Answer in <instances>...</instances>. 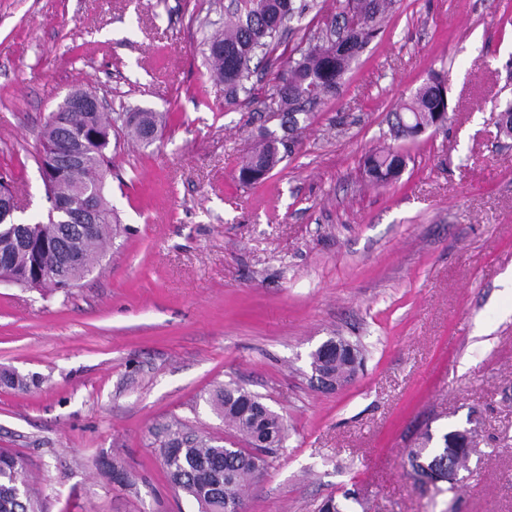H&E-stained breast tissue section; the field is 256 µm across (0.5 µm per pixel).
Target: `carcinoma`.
Wrapping results in <instances>:
<instances>
[{
  "label": "carcinoma",
  "mask_w": 512,
  "mask_h": 512,
  "mask_svg": "<svg viewBox=\"0 0 512 512\" xmlns=\"http://www.w3.org/2000/svg\"><path fill=\"white\" fill-rule=\"evenodd\" d=\"M395 0H341L340 11L332 26L307 39L306 45L293 50L284 61L286 69L276 85L279 111L289 114L291 130L298 128V115L305 105L336 91L352 61L377 36L381 21ZM308 4L294 0H237L224 20V31L206 41V64L212 74L224 81L227 95L236 98L252 95L249 85L254 68L266 62L279 43L287 24L302 20ZM445 79L429 74L401 112L394 114L391 135L411 138L413 131L432 125L435 112L444 102L440 87ZM58 117L84 133L87 158L64 177L55 181L53 193L78 196L91 191L99 196V223L90 232L82 224H59L49 218L27 224L0 226V260L10 263L11 271L25 288H75L99 264L104 246L112 240L116 216L104 193V174L112 165L108 144L90 138V133L112 129L115 143L132 139L147 145V136L158 133L164 115L137 113V122L119 126L104 112H70L58 106ZM279 141L266 139L247 155L238 169V181L254 185L263 180L283 159ZM407 156L398 150L380 149L368 154L363 171L374 185H385L400 178ZM61 266L67 277L36 275V271ZM250 408L243 403L242 388L234 384L216 387L205 402L222 420L230 439L223 441L201 435L179 421L159 429V455L172 488L194 499L201 512H234L244 504L254 483L251 450L262 429L278 436V415L261 398L251 396ZM454 431L442 436L443 445L432 447L433 436L425 433L420 446L407 451L408 475L428 467L448 478V469L462 463L465 452L452 445ZM0 512H43L40 500L30 485L25 463L8 448H0Z\"/></svg>",
  "instance_id": "1"
}]
</instances>
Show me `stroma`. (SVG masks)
<instances>
[{
  "instance_id": "1",
  "label": "stroma",
  "mask_w": 512,
  "mask_h": 512,
  "mask_svg": "<svg viewBox=\"0 0 512 512\" xmlns=\"http://www.w3.org/2000/svg\"><path fill=\"white\" fill-rule=\"evenodd\" d=\"M307 2L252 98L231 102L203 54L228 0H0V172L27 214L50 208L36 160L68 92L170 115L153 144L112 154L120 230L99 265L66 293L0 288V369L32 380L0 383V448L45 512H198L154 432L178 418L223 436L205 399L228 382L287 425L248 512H316L352 491L368 512H512V139L497 129L512 0H397L281 162L241 185L242 156L284 135V60L336 12ZM433 72L447 125L399 141L400 179L368 184L365 155ZM332 336L364 363L325 392L310 354ZM456 429L475 449L456 484L407 475L423 432Z\"/></svg>"
}]
</instances>
